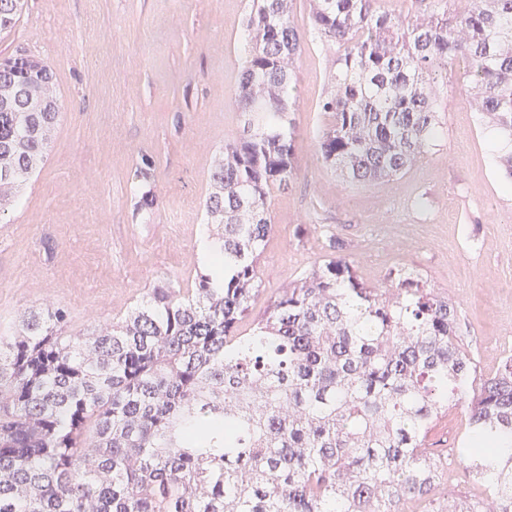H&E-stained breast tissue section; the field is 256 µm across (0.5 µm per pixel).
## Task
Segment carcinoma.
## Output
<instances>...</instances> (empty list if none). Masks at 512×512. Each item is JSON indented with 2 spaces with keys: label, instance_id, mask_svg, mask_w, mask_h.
Listing matches in <instances>:
<instances>
[{
  "label": "carcinoma",
  "instance_id": "obj_1",
  "mask_svg": "<svg viewBox=\"0 0 512 512\" xmlns=\"http://www.w3.org/2000/svg\"><path fill=\"white\" fill-rule=\"evenodd\" d=\"M0 0V35L24 0ZM310 0L308 35L340 52L321 111L323 165L350 184L406 172L439 135L437 77L458 59L512 182V0ZM293 0H255L240 75L243 134L224 146L205 208L215 261L194 287L164 279L117 323L67 330L57 306L0 333V512H512V355L492 374L456 334L458 312L399 265L384 290L332 239L254 311L269 198L296 174L292 73L305 40ZM58 102L53 72L0 67ZM59 112L0 111V214L51 147ZM249 323V333L238 328ZM467 416L457 449L484 496L443 491L425 447L438 415ZM383 3L385 8L408 16L422 14L433 7L432 0H383Z\"/></svg>",
  "mask_w": 512,
  "mask_h": 512
}]
</instances>
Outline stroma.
Segmentation results:
<instances>
[{
  "label": "stroma",
  "mask_w": 512,
  "mask_h": 512,
  "mask_svg": "<svg viewBox=\"0 0 512 512\" xmlns=\"http://www.w3.org/2000/svg\"><path fill=\"white\" fill-rule=\"evenodd\" d=\"M251 0H27L0 57L38 56L54 71L59 121L43 164L0 215V332L19 312L54 304L72 331L123 318L171 277L192 287L213 157L237 139L236 92L248 52ZM336 50L305 41L292 112L297 174L273 191V231L258 263L255 310L281 293L336 238L358 275L387 285L419 268L458 308L457 334L483 373L512 353V187L472 109L466 64L440 85V136L404 174L356 187L326 169L317 135ZM151 167L156 204L138 210Z\"/></svg>",
  "instance_id": "1"
}]
</instances>
